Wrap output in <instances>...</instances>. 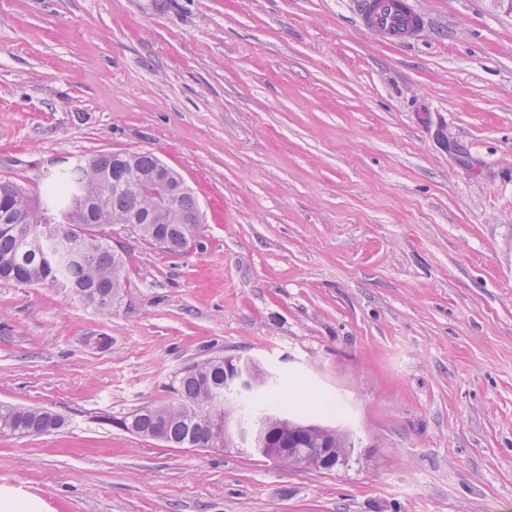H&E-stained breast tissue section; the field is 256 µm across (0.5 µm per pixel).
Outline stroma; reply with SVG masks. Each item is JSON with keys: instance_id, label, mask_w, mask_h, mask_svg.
Here are the masks:
<instances>
[{"instance_id": "35a3bbf8", "label": "stroma", "mask_w": 512, "mask_h": 512, "mask_svg": "<svg viewBox=\"0 0 512 512\" xmlns=\"http://www.w3.org/2000/svg\"><path fill=\"white\" fill-rule=\"evenodd\" d=\"M0 0V181L154 153L196 196L184 251L109 228V310L0 281V512H512V0ZM108 337L100 345L99 337ZM251 358L333 470L117 426L183 369ZM379 7L375 14L370 18L371 24L382 31L394 37H403L407 34H400L405 24L404 17L397 11L398 0H378ZM64 423L62 416L51 411L0 404V433L10 434L3 436L48 435L58 431Z\"/></svg>"}]
</instances>
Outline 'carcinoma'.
<instances>
[{"label": "carcinoma", "instance_id": "obj_1", "mask_svg": "<svg viewBox=\"0 0 512 512\" xmlns=\"http://www.w3.org/2000/svg\"><path fill=\"white\" fill-rule=\"evenodd\" d=\"M109 165L104 155L77 165L65 179L58 182L54 195L60 210H77L83 202L92 203L93 223L85 224V212H80L79 224L67 225L69 233L81 239L87 257L79 258L58 269L44 254L24 253L22 241L13 224L0 223V281L25 284L54 282L62 276L82 299L100 309L107 305L99 297L118 295L125 288V260L112 250L106 228L118 224L125 215L153 206L149 196L141 195L128 186L126 172L117 169L105 177L101 166ZM196 199H185L175 224H143L140 238L149 244L161 239L168 250L176 252L196 226ZM53 215L35 204L32 206L29 229L38 231L51 227ZM228 379L224 358L212 357L188 368L170 386L174 398L146 406L119 419L123 430L144 439L157 440L173 448H206L210 440L209 416L195 411L216 407L215 401L224 395ZM64 425L62 416L51 411L0 404V433L41 436L58 431Z\"/></svg>", "mask_w": 512, "mask_h": 512}]
</instances>
